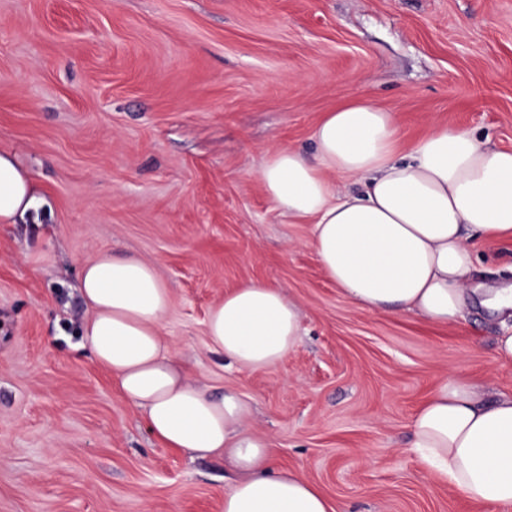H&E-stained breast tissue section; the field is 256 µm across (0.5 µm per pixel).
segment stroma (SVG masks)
I'll return each mask as SVG.
<instances>
[{
    "mask_svg": "<svg viewBox=\"0 0 512 512\" xmlns=\"http://www.w3.org/2000/svg\"><path fill=\"white\" fill-rule=\"evenodd\" d=\"M354 98L406 148L442 124L512 150V0H0V149L47 202L0 224V512L224 510L223 458L160 444L80 346L81 262L104 251L156 264L191 376L244 395L340 512H492L420 468L409 422L447 375L511 393L493 339L512 320L353 303L259 181ZM471 246L474 285L512 284L511 239ZM246 280L300 312L267 372L208 346L210 307Z\"/></svg>",
    "mask_w": 512,
    "mask_h": 512,
    "instance_id": "1",
    "label": "stroma"
}]
</instances>
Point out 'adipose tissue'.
<instances>
[{"instance_id":"1","label":"adipose tissue","mask_w":512,"mask_h":512,"mask_svg":"<svg viewBox=\"0 0 512 512\" xmlns=\"http://www.w3.org/2000/svg\"><path fill=\"white\" fill-rule=\"evenodd\" d=\"M313 139L315 157L280 150L259 179L290 219L311 225V245L343 295L441 324L472 303L512 317V286L471 287L469 247L475 238H512L511 150L438 125L401 151L393 113L365 99L327 113ZM336 176L361 180V190L337 194ZM44 204L33 177L0 152V224ZM80 292L88 309L83 347L154 438L222 457L236 472L224 489V512H339L299 472L277 466L273 442L248 427V400L189 377L162 333L171 291L154 263L98 254L81 265ZM299 334L297 304L254 280L226 293L206 321L210 348L252 372L276 367ZM486 395L482 381L441 379L411 416L409 450L464 498L512 512V393L491 402Z\"/></svg>"}]
</instances>
